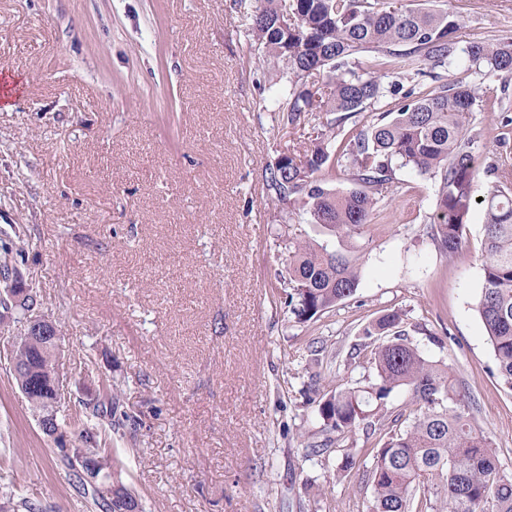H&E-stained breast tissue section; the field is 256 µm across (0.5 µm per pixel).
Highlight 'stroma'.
Instances as JSON below:
<instances>
[{
	"mask_svg": "<svg viewBox=\"0 0 512 512\" xmlns=\"http://www.w3.org/2000/svg\"><path fill=\"white\" fill-rule=\"evenodd\" d=\"M261 0H0V247L67 340L69 402L117 385L109 427L144 512H367L371 485L316 451L304 392L355 383L362 329L404 312L411 339L449 364L477 425L512 470V393L477 302L484 216L464 244L434 241L433 180L396 170L365 228L353 296L299 323L284 304L292 237L323 241L266 188L281 154L310 150L317 114L281 122L282 63L249 34ZM467 41L512 38V0H447ZM481 163L512 165V80ZM53 438L0 364V451L18 495L88 512Z\"/></svg>",
	"mask_w": 512,
	"mask_h": 512,
	"instance_id": "35a3bbf8",
	"label": "stroma"
}]
</instances>
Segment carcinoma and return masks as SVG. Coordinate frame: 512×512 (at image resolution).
<instances>
[{"label": "carcinoma", "mask_w": 512, "mask_h": 512, "mask_svg": "<svg viewBox=\"0 0 512 512\" xmlns=\"http://www.w3.org/2000/svg\"><path fill=\"white\" fill-rule=\"evenodd\" d=\"M280 0H265L254 15L252 37L280 59L288 89L277 112L295 125L309 112L325 113L327 138L302 157L282 154L270 170L267 189L325 230L337 244L288 241L285 305L306 323L352 296L359 283L357 258L345 242L371 223L396 168H411L435 182L433 237L456 252L470 211L484 212V284L477 310L494 354L496 375L512 392V189L509 170L488 165L482 201L475 182L482 130L470 127L472 113L488 101L482 84L448 79L460 66L483 77L512 78V40L461 45L464 22L445 10L413 6V0H289L288 28L279 25ZM361 53L375 54L365 67ZM395 100V108L372 116L361 129L345 124L368 107ZM345 167L354 187H325L332 170ZM39 305L31 291L0 298V319L12 310ZM375 379L314 392L308 404L326 434L322 446L342 449L341 469L366 468L372 484L367 512H512V472L496 462L492 438L474 425L471 398L449 365L434 360L409 340L405 314L392 310L362 330ZM62 350L17 345L23 363L45 377L56 371ZM411 395L408 425L393 414L391 396ZM376 427L378 447L366 463L352 451L356 430ZM79 445L60 462L88 499L91 512H114L129 498L131 512L142 503L121 479L112 477L108 437L96 425L75 423ZM12 469L0 458V512H42L41 505L11 489Z\"/></svg>", "instance_id": "cac0c4a2"}]
</instances>
